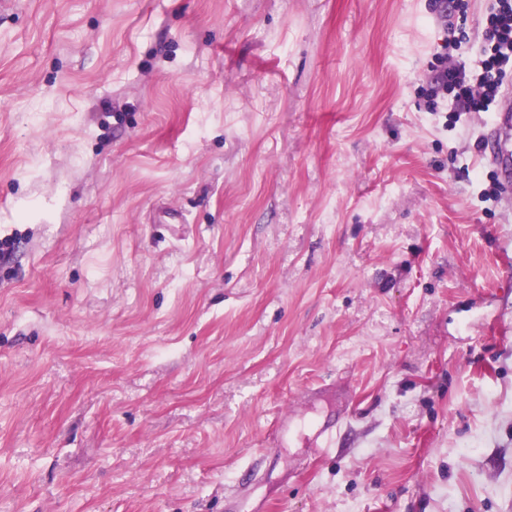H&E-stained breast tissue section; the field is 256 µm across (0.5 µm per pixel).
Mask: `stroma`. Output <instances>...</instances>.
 Masks as SVG:
<instances>
[{
  "mask_svg": "<svg viewBox=\"0 0 512 512\" xmlns=\"http://www.w3.org/2000/svg\"><path fill=\"white\" fill-rule=\"evenodd\" d=\"M465 2L0 10V512H512L494 117L423 93Z\"/></svg>",
  "mask_w": 512,
  "mask_h": 512,
  "instance_id": "obj_1",
  "label": "stroma"
}]
</instances>
